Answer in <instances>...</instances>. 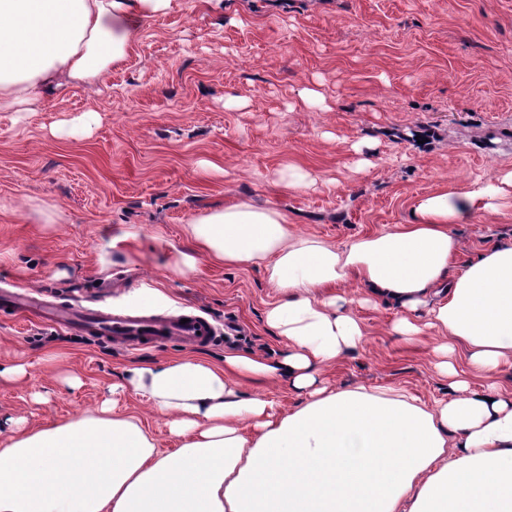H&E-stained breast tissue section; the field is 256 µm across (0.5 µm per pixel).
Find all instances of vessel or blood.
Instances as JSON below:
<instances>
[{"instance_id": "obj_1", "label": "vessel or blood", "mask_w": 512, "mask_h": 512, "mask_svg": "<svg viewBox=\"0 0 512 512\" xmlns=\"http://www.w3.org/2000/svg\"><path fill=\"white\" fill-rule=\"evenodd\" d=\"M0 309L31 322L66 326L103 340H112L131 351L156 346L173 338L198 346L211 343L216 338L214 326L193 314L184 322L177 318L152 321L104 308L83 311L73 317L63 307L46 301L42 293L28 290L1 294Z\"/></svg>"}]
</instances>
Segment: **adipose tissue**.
<instances>
[{
    "mask_svg": "<svg viewBox=\"0 0 512 512\" xmlns=\"http://www.w3.org/2000/svg\"><path fill=\"white\" fill-rule=\"evenodd\" d=\"M169 2L0 0V112L100 81ZM507 186L512 170L496 185L441 187L416 199L410 223L340 247L272 206L241 201L194 218V247L174 250L171 270L195 274L203 255L262 269L273 293L264 320L285 351L131 369L129 385L178 442L170 452L106 403L61 424L12 421L0 512H512V395L493 380L512 367V238L452 268L454 225ZM373 300L400 310L398 335L438 336L451 396L429 405L403 389L328 386L326 369L365 336L356 306ZM460 344L484 384L455 368ZM272 382L302 394L294 410H276L263 392Z\"/></svg>",
    "mask_w": 512,
    "mask_h": 512,
    "instance_id": "1",
    "label": "adipose tissue"
}]
</instances>
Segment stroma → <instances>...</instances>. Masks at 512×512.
<instances>
[{
    "label": "stroma",
    "mask_w": 512,
    "mask_h": 512,
    "mask_svg": "<svg viewBox=\"0 0 512 512\" xmlns=\"http://www.w3.org/2000/svg\"><path fill=\"white\" fill-rule=\"evenodd\" d=\"M303 87L323 104H300ZM288 164L316 185L282 190L274 173ZM511 169L512 0H171L101 81L0 112V284L62 306L188 311L218 336L132 352L0 312V369L26 368L0 378V418L48 425L114 397L159 448H174L146 399L112 395L127 369L283 348L263 322L272 292L260 269L205 257L190 277L168 267L173 249L191 245L190 219L248 201L339 246L410 222L420 195ZM454 230L462 264L512 235V197ZM357 314L366 336L328 370L331 385L403 388L427 404L449 396L433 336H398L384 305Z\"/></svg>",
    "instance_id": "35a3bbf8"
}]
</instances>
